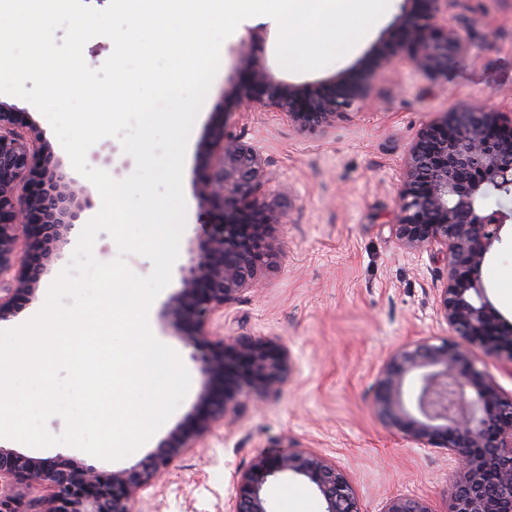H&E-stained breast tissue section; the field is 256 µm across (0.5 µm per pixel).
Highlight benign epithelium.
<instances>
[{"instance_id": "1", "label": "benign epithelium", "mask_w": 512, "mask_h": 512, "mask_svg": "<svg viewBox=\"0 0 512 512\" xmlns=\"http://www.w3.org/2000/svg\"><path fill=\"white\" fill-rule=\"evenodd\" d=\"M425 8L399 28L407 62L440 79L468 43L450 23L457 0H421ZM254 32L235 48L250 77L234 87L237 107L259 105L302 130L329 128L363 97V87L344 83L304 94L279 80L253 55ZM209 172L197 189L201 231L199 258L166 303L170 325L201 354L200 411L191 424L173 429L146 460L112 472L66 458H35L0 448V512H133L149 487L162 482L176 460L218 425L235 421L248 397L276 392L289 370L287 346L264 336L213 339V318L247 291L263 286L275 253L276 228L291 223L280 200L292 194L280 183L274 199L261 194L270 181L260 150L226 123L199 144ZM48 146L0 112V322L31 304L49 265L82 214L95 207L90 190L46 162ZM38 182L35 194L24 188ZM512 196V109L504 112L467 102L425 125L411 144L398 193L392 236L412 255L445 262L434 308L452 335L396 349L379 370L374 411L408 442L448 451L455 482L448 512H512V395L479 369L470 347L503 359L512 374V322L486 294L480 270L512 208L489 209L490 196ZM307 480L324 512H363L353 482L336 460L309 448L258 455L236 474L226 512H272L271 478ZM381 512H433L420 498L397 496Z\"/></svg>"}]
</instances>
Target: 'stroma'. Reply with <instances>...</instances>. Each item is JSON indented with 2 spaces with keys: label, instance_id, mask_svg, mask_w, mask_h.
<instances>
[{
  "label": "stroma",
  "instance_id": "obj_1",
  "mask_svg": "<svg viewBox=\"0 0 512 512\" xmlns=\"http://www.w3.org/2000/svg\"><path fill=\"white\" fill-rule=\"evenodd\" d=\"M418 9L414 0H390L386 13L347 55L314 72L278 63V31L268 17L242 21L224 41L219 70L187 142L179 257L148 315L154 337L174 349L187 368L190 389L166 423L124 459L103 460L67 445L37 448L34 456L75 458L108 475L141 462L195 414L199 365L180 335L167 327L165 305L180 286L181 268L196 255V185L208 167L197 146L233 108L228 95L247 77L233 47L249 29L263 27L267 41L260 58L277 78L318 89L336 78L361 77L366 92L347 118L322 132L300 131L257 106L245 112L240 127L246 140L259 148L274 182L293 188L291 222L279 234V262L265 273L262 291L226 308L211 331L226 339L281 340L290 352L289 375L277 392L246 405L234 427H217L177 461L163 482L143 492L134 512H224L234 492L233 474L255 456L287 447L312 448L335 459L352 478L364 512H382L399 495L423 498L433 512H446L451 456L407 443L373 410L377 373L394 350L449 335L433 306L438 264L403 251L389 226L404 159L421 127L474 99L512 107V0H460L452 23L469 49L441 80L411 67L397 40L394 22ZM381 49L394 54L395 63L377 71L373 65ZM87 162L117 180L135 168L114 137L93 145ZM481 279L492 304L512 321L511 227L504 228L501 243L488 255ZM267 495L273 512H324L322 500L304 481L272 482Z\"/></svg>",
  "mask_w": 512,
  "mask_h": 512
}]
</instances>
